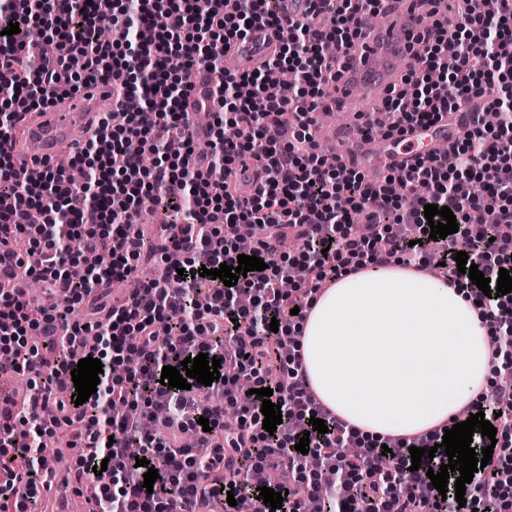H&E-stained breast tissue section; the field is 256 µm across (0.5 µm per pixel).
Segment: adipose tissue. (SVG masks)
Returning <instances> with one entry per match:
<instances>
[{"label": "adipose tissue", "mask_w": 512, "mask_h": 512, "mask_svg": "<svg viewBox=\"0 0 512 512\" xmlns=\"http://www.w3.org/2000/svg\"><path fill=\"white\" fill-rule=\"evenodd\" d=\"M300 340L312 390L371 441L448 421L493 370L465 296L400 266L343 273L318 295Z\"/></svg>", "instance_id": "adipose-tissue-1"}]
</instances>
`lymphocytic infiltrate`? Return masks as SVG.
Masks as SVG:
<instances>
[{"mask_svg": "<svg viewBox=\"0 0 512 512\" xmlns=\"http://www.w3.org/2000/svg\"><path fill=\"white\" fill-rule=\"evenodd\" d=\"M280 0H112L116 36L101 42L91 26L98 0H11L0 8V188L14 204L0 213V236L27 257V273L69 306L86 308L79 320L35 306L24 290L0 289V351L11 353L1 369L30 376L29 404L0 412V512H28L42 484L41 438L58 422L43 417V404L60 420H76L73 445L81 446L79 471L103 466L98 512H176L180 505L209 506L230 488L256 485L257 473L285 469L292 476L280 512H303L306 497L327 501L330 512H464L454 496L433 488L428 469L448 458L443 427L414 437H389L384 447L350 456L357 431L318 401L297 362L299 324L324 284L333 282L343 259L369 258L428 269L430 254L444 262L450 286L475 302L480 321L492 328V358L500 374H512V292L487 297L457 269L454 252L472 242L469 262L490 280L512 272V182L499 173L512 167V0H465L452 20H434L410 49L405 80L409 92L388 89L382 109L388 127L365 121L364 138L427 131L471 98L484 112L498 113L487 127L482 114L460 136L452 154L429 152L398 168L403 192L390 178L368 181L322 153L312 133L313 114L330 98L332 72L342 65L357 34L355 13L375 11L378 0H308L303 19L283 23ZM280 32L290 29L264 68L217 70L224 117L199 139L186 106L192 87L186 69L208 65L256 20ZM18 34L8 36L9 23ZM57 42L60 54L23 65L36 38ZM295 73V94H283L279 72ZM116 81L125 102L119 122L79 141L75 172L45 165L32 179L24 160L7 151L21 129L24 111L54 104L97 82ZM240 136L225 139L222 124ZM155 165L144 166L140 153ZM254 161L261 182L247 196L226 183L236 162ZM428 204L446 206L459 230L435 241L424 216ZM175 213L157 240H147L138 219L143 211ZM253 225L251 242L236 227ZM300 242L297 256H283L281 241ZM264 259L265 270L248 272L232 287L209 277L220 264L237 266L239 255ZM94 265L89 277L71 280L77 260ZM161 263L157 278L142 281L144 260ZM132 288L108 301L113 282ZM278 331H271V321ZM65 334L46 335L52 323ZM93 335L90 354L103 364L96 394L77 403L76 392L58 397L56 380L78 361L67 352L77 338ZM205 353L220 359L212 385L181 390L162 385L164 366ZM273 391L281 406L276 431L263 427L258 388ZM164 409L163 431L152 425ZM237 411L234 425L224 412ZM470 413H484L498 436L512 437V391L491 385L476 394ZM328 431H312L310 417ZM208 425H199V418ZM194 430L208 455L183 447ZM309 435L307 453L296 451ZM139 445L147 466L128 455ZM435 448L412 470L410 447ZM487 465L490 482L474 475L465 498L501 502L512 483V451L495 446ZM158 478L145 488L146 467ZM225 473L211 486L213 473Z\"/></svg>", "mask_w": 512, "mask_h": 512, "instance_id": "lymphocytic-infiltrate-1", "label": "lymphocytic infiltrate"}]
</instances>
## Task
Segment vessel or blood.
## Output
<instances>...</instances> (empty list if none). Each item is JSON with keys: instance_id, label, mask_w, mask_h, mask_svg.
I'll return each mask as SVG.
<instances>
[{"instance_id": "vessel-or-blood-1", "label": "vessel or blood", "mask_w": 512, "mask_h": 512, "mask_svg": "<svg viewBox=\"0 0 512 512\" xmlns=\"http://www.w3.org/2000/svg\"><path fill=\"white\" fill-rule=\"evenodd\" d=\"M377 15L379 22L373 26L369 25L367 14L359 16L362 44L348 53L345 70L336 81V100L339 103H351L353 94L357 92L366 98L378 97L386 88L398 83L412 36L422 33L428 25V17L416 0H381ZM276 48L273 30L258 24L246 39L232 44L226 57L230 60L243 58L258 67L268 61ZM193 86L195 94L205 97L209 111L223 110L224 102L213 92L212 74L208 68L196 69ZM108 98L115 102L123 101L120 84H102L95 90L58 100L46 110L27 113L24 149L29 158L39 161L55 159L61 147L72 146L74 129H88L99 124L103 115L101 105ZM479 109V104L467 105L462 112L455 114L453 122H438L428 135L405 134L397 149L380 137L367 140L354 136L337 144L336 155L348 164H370L379 169L390 163L403 164L415 155L439 146H454L456 130L470 125L474 112ZM67 479L72 488L71 497L66 502L52 505L50 512H96L95 500L82 489L81 475L74 471Z\"/></svg>"}]
</instances>
